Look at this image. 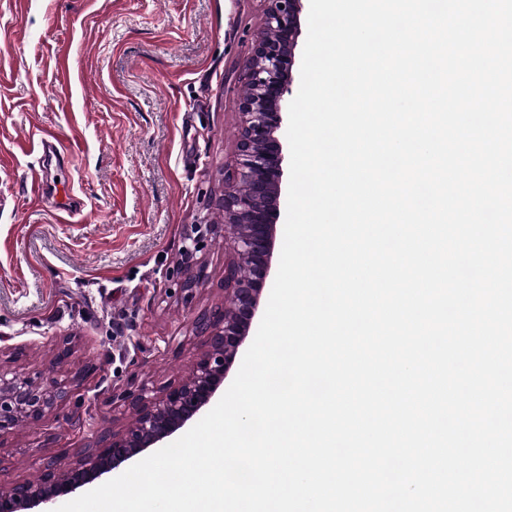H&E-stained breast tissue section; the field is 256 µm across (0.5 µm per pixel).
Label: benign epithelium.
<instances>
[{
	"mask_svg": "<svg viewBox=\"0 0 512 512\" xmlns=\"http://www.w3.org/2000/svg\"><path fill=\"white\" fill-rule=\"evenodd\" d=\"M264 27L246 69L247 93L240 109L242 125L237 157L224 176L219 205L224 223L200 224L185 239L190 259L208 234L224 232V306L203 311L193 320L196 334L208 339L190 378L160 399L142 387L132 397L139 414L134 425L102 436L101 444L79 460L53 469L39 481L0 486V512H53L55 504L84 485L119 468L170 437L206 412L223 387L247 336L261 317L260 299L271 274L276 223L284 176L283 142L289 109L291 70L301 33L302 0H266ZM70 389L48 390L0 368V441L25 420L38 423L65 403Z\"/></svg>",
	"mask_w": 512,
	"mask_h": 512,
	"instance_id": "1",
	"label": "benign epithelium"
}]
</instances>
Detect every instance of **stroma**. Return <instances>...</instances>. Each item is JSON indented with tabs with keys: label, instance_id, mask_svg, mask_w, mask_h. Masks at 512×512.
Listing matches in <instances>:
<instances>
[{
	"label": "stroma",
	"instance_id": "obj_1",
	"mask_svg": "<svg viewBox=\"0 0 512 512\" xmlns=\"http://www.w3.org/2000/svg\"><path fill=\"white\" fill-rule=\"evenodd\" d=\"M265 0H0V367L69 401L0 441V484L37 480L135 417L124 392L185 380L206 339L198 312L224 302L220 224L243 74ZM67 154L44 162L43 135ZM43 176L47 196L26 192ZM81 204L62 218V190ZM69 355L57 360L60 346Z\"/></svg>",
	"mask_w": 512,
	"mask_h": 512
}]
</instances>
